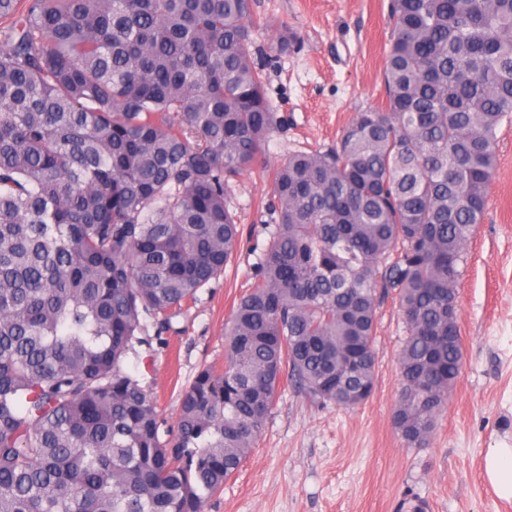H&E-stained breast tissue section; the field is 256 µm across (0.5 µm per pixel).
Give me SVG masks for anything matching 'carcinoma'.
<instances>
[{
    "label": "carcinoma",
    "instance_id": "obj_1",
    "mask_svg": "<svg viewBox=\"0 0 512 512\" xmlns=\"http://www.w3.org/2000/svg\"><path fill=\"white\" fill-rule=\"evenodd\" d=\"M381 105L276 164L250 0H0V512H204L289 382L372 394L377 312L406 326L392 421L429 445L463 365L458 291L512 123V0H390ZM292 29L270 49L299 48ZM268 174L267 242L224 367L176 428L127 365L238 255L232 184Z\"/></svg>",
    "mask_w": 512,
    "mask_h": 512
}]
</instances>
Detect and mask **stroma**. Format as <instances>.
<instances>
[{
	"instance_id": "obj_1",
	"label": "stroma",
	"mask_w": 512,
	"mask_h": 512,
	"mask_svg": "<svg viewBox=\"0 0 512 512\" xmlns=\"http://www.w3.org/2000/svg\"><path fill=\"white\" fill-rule=\"evenodd\" d=\"M387 2L254 0L257 15L301 39L294 55L265 60L270 96L291 120L269 142L273 160L299 146H332L356 112L381 102ZM498 137L486 213L459 285L464 365L430 446L406 447L393 427L405 328L391 297L378 313L371 397L352 409L322 408L286 388L257 448L205 512H415L421 500L430 512H512V499L497 496L484 470L489 449L512 447V125L502 124ZM270 191L257 172L235 183L244 233ZM250 247L243 241L223 276L174 319L164 345L133 367L166 427L175 426L181 393L197 373L224 362V321L249 286Z\"/></svg>"
}]
</instances>
